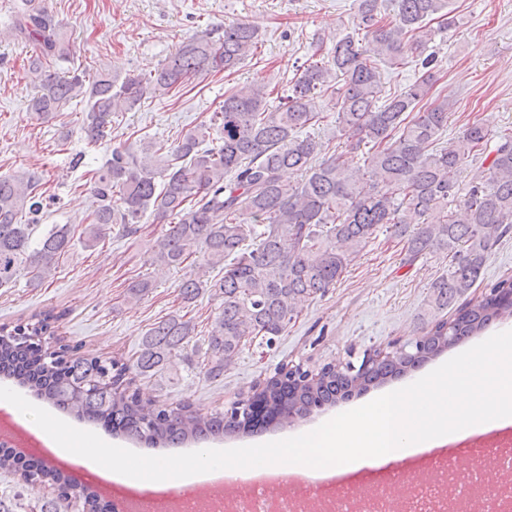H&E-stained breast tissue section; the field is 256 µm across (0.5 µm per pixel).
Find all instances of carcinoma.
<instances>
[{
  "instance_id": "carcinoma-1",
  "label": "carcinoma",
  "mask_w": 512,
  "mask_h": 512,
  "mask_svg": "<svg viewBox=\"0 0 512 512\" xmlns=\"http://www.w3.org/2000/svg\"><path fill=\"white\" fill-rule=\"evenodd\" d=\"M447 6V0H392V19L385 22L382 0H357L353 32L325 57L315 48L316 60L303 67L276 109L268 108L267 85L254 81L225 95L209 123L169 147L152 142L139 155L112 148L92 177V221L77 237L67 224L38 235V225L23 222L42 207V173L24 168L0 175V288L12 287L22 273L38 288L76 244L95 248L117 224L133 235L151 215L164 225L151 262L180 269L190 257H201L198 272L179 285L182 303H195L205 288L219 301L202 339H196L193 320L175 311L145 331L125 362L66 350L55 326L60 316L51 310L25 323H3L0 372L82 420L131 440L179 447L302 418L404 376L512 318V277L474 294L493 250L512 232V136L502 137L485 180L462 197L460 175L490 130L473 122L439 147L451 106L445 99L422 104L436 78L428 19L439 14L443 26H454ZM12 29L35 46L31 72L39 84L28 110L44 119L84 99L79 130L91 146L107 142L112 114L196 75L231 72L259 44L252 26L232 24L221 37L207 33L182 43L149 75L121 77L50 70L51 61L67 59L70 45L43 10L17 16ZM410 57L420 61L421 77L379 101L381 66L396 69ZM328 91L336 96V123L345 138V149L331 155L303 134L320 121L315 95ZM367 144L374 151L366 152L363 167L347 165L344 156ZM286 171L301 174L300 181L284 180ZM381 230L404 241L407 263L435 252L448 255V270L429 286L417 335L357 365L349 360L316 371L293 365L227 413H203L189 401L168 411L143 398L138 382L170 381L178 365L191 367L199 355L205 379H222L254 340L271 344L306 302L329 293ZM217 267L219 278L201 279ZM153 289L152 280L137 279L128 284L127 297L141 300ZM0 470L19 475L32 491L45 485L57 490L40 500L38 512H102L93 488L60 470L32 469L10 448H0ZM27 507L21 492L0 496V512Z\"/></svg>"
}]
</instances>
